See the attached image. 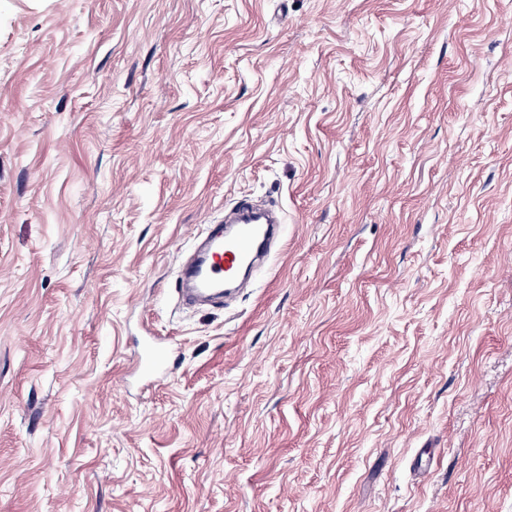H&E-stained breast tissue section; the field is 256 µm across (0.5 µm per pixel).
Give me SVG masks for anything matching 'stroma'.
I'll list each match as a JSON object with an SVG mask.
<instances>
[{"label": "stroma", "mask_w": 512, "mask_h": 512, "mask_svg": "<svg viewBox=\"0 0 512 512\" xmlns=\"http://www.w3.org/2000/svg\"><path fill=\"white\" fill-rule=\"evenodd\" d=\"M0 512H512V0H0ZM256 213L265 217L261 224ZM222 222L236 225L235 231L231 235L212 232L206 239L208 259L191 271L199 291L222 287L235 280L242 270L252 269L266 246L278 237L282 224L277 211L258 208L248 198H242L225 212ZM138 369L148 380H152L160 371L171 373L172 362L170 346L163 345L154 338L149 337L138 362Z\"/></svg>", "instance_id": "1"}]
</instances>
